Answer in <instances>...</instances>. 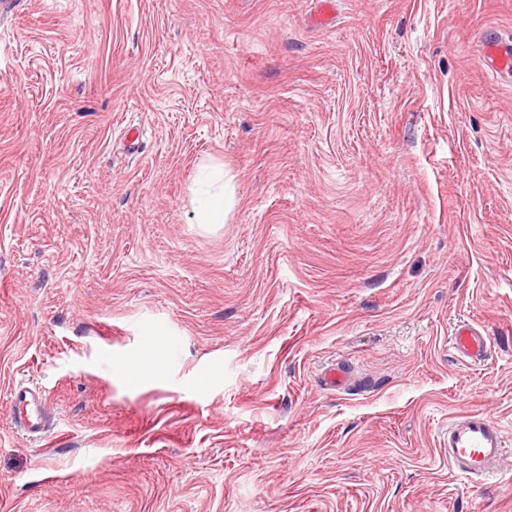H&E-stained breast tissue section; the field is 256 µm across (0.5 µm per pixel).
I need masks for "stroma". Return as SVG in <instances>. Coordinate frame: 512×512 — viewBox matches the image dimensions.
I'll return each mask as SVG.
<instances>
[{
	"label": "stroma",
	"mask_w": 512,
	"mask_h": 512,
	"mask_svg": "<svg viewBox=\"0 0 512 512\" xmlns=\"http://www.w3.org/2000/svg\"><path fill=\"white\" fill-rule=\"evenodd\" d=\"M315 10L0 17V512H512V444L474 481L445 447L469 411L512 436V80L478 58L512 0ZM214 169L234 204L202 224ZM490 337L484 335L479 326L470 323L460 325L452 342V349L466 365L483 361L488 352ZM47 392L36 386L19 384L13 388L10 401V418L14 429L31 436H42L50 431L46 411Z\"/></svg>",
	"instance_id": "35a3bbf8"
}]
</instances>
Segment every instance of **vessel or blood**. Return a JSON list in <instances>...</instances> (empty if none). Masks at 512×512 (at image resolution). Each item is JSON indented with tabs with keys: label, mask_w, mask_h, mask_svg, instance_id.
Returning <instances> with one entry per match:
<instances>
[{
	"label": "vessel or blood",
	"mask_w": 512,
	"mask_h": 512,
	"mask_svg": "<svg viewBox=\"0 0 512 512\" xmlns=\"http://www.w3.org/2000/svg\"><path fill=\"white\" fill-rule=\"evenodd\" d=\"M479 59L493 74L512 75V42L499 37L485 38L480 45ZM489 342V336L484 335L479 326L465 323L457 328L452 348L457 358L472 365L485 359ZM46 399L47 392L43 388L15 386L10 401L14 428L36 437L49 432L51 423ZM506 446L503 426L488 414L466 413L448 424V461L463 479L494 476Z\"/></svg>",
	"instance_id": "b4317fda"
}]
</instances>
